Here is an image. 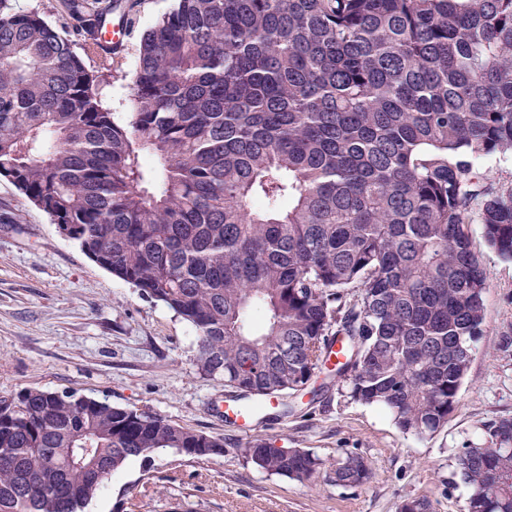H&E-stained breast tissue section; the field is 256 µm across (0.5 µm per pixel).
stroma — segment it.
Here are the masks:
<instances>
[{"label": "stroma", "mask_w": 512, "mask_h": 512, "mask_svg": "<svg viewBox=\"0 0 512 512\" xmlns=\"http://www.w3.org/2000/svg\"><path fill=\"white\" fill-rule=\"evenodd\" d=\"M129 36L119 58L135 69L140 34L174 0H131ZM488 288L485 323L458 406L425 439L402 434L382 410L335 386L286 398L251 433L224 416L229 390L199 373L196 335L160 302L114 277L62 236L49 217L0 179V395L24 388L74 392L112 405L150 410L224 443L197 459L163 449L114 474L84 512H399L404 499L429 497L435 512H464L467 488L455 458L480 426L512 418V260L469 226ZM307 448L330 461L364 456L370 481L348 490L317 476L306 483L256 470L241 454L249 438Z\"/></svg>", "instance_id": "obj_1"}]
</instances>
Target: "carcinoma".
I'll list each match as a JSON object with an SVG mask.
<instances>
[{
	"mask_svg": "<svg viewBox=\"0 0 512 512\" xmlns=\"http://www.w3.org/2000/svg\"><path fill=\"white\" fill-rule=\"evenodd\" d=\"M73 41L0 0V177L97 265L193 329L200 374L245 397L331 372L404 435L458 406L487 281L467 231L512 259V0H177L136 46L131 112L103 87L105 16L64 0ZM338 351H333V348ZM224 442L71 392L0 395V512H82L128 462ZM257 470L360 487L368 461L261 438ZM465 512H512V419L456 459ZM400 512H434L426 497ZM480 172L489 177L498 193L512 191V155H492L476 161Z\"/></svg>",
	"mask_w": 512,
	"mask_h": 512,
	"instance_id": "cac0c4a2",
	"label": "carcinoma"
}]
</instances>
